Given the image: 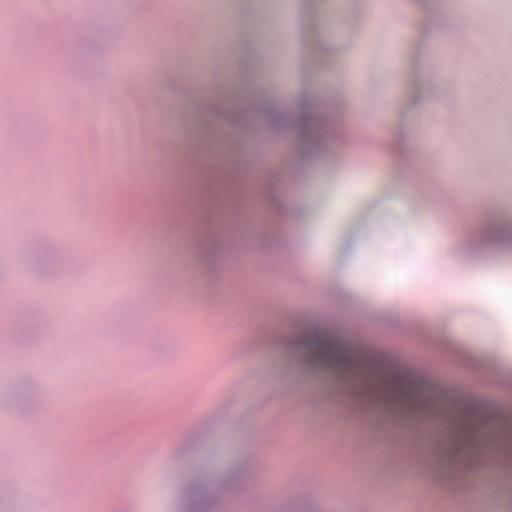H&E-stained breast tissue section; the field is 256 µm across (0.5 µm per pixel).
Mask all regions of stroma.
<instances>
[{
    "mask_svg": "<svg viewBox=\"0 0 512 512\" xmlns=\"http://www.w3.org/2000/svg\"><path fill=\"white\" fill-rule=\"evenodd\" d=\"M395 2L38 0L0 37L35 59L0 60V284L35 287L0 294L25 355L0 366V448L35 461L0 512H101L103 466L111 512H185L198 489L211 512H512V471L474 498L483 457L512 451V252L471 285L420 248L512 223V0ZM337 127L377 138L354 170ZM392 137L421 150L394 165ZM184 154L250 174L172 216ZM468 194L479 211H453ZM109 224L124 237L85 263ZM394 267L434 305L401 334ZM80 287L97 331L69 327ZM317 328L340 358L304 346ZM311 467L315 492L290 483Z\"/></svg>",
    "mask_w": 512,
    "mask_h": 512,
    "instance_id": "stroma-1",
    "label": "stroma"
}]
</instances>
